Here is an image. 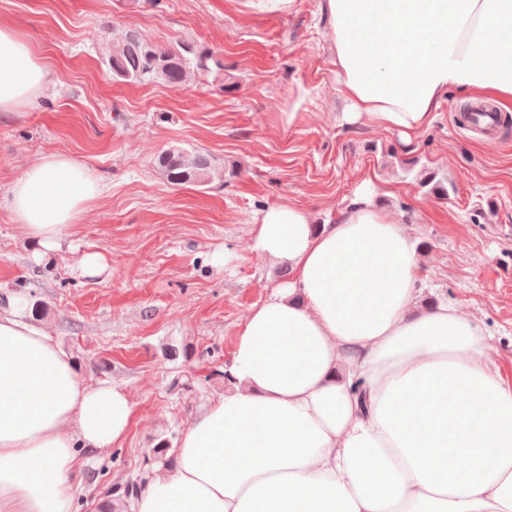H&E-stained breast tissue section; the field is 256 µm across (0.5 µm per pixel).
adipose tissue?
Here are the masks:
<instances>
[{
  "instance_id": "1",
  "label": "adipose tissue",
  "mask_w": 512,
  "mask_h": 512,
  "mask_svg": "<svg viewBox=\"0 0 512 512\" xmlns=\"http://www.w3.org/2000/svg\"><path fill=\"white\" fill-rule=\"evenodd\" d=\"M319 10L347 122L414 133L452 88L512 110V0ZM49 76L0 25V112L34 105ZM101 193L84 164L51 154L12 181L8 207L43 261ZM256 246L292 276L244 323L230 391L192 419L168 468L148 465L128 512H512V387L476 322L419 308L398 216L361 198L317 227L274 205ZM132 413L124 389L88 385L22 311L0 315V512H73L77 449L121 439Z\"/></svg>"
}]
</instances>
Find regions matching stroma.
I'll return each mask as SVG.
<instances>
[{
    "instance_id": "1",
    "label": "stroma",
    "mask_w": 512,
    "mask_h": 512,
    "mask_svg": "<svg viewBox=\"0 0 512 512\" xmlns=\"http://www.w3.org/2000/svg\"><path fill=\"white\" fill-rule=\"evenodd\" d=\"M0 24L32 44L52 75L38 107L0 112V200L28 165L60 153L104 191L51 260L0 203V300L22 295L30 322L87 384L127 390L125 436L86 455L74 512L121 503L160 439L228 388L239 332L287 263L256 247L257 220L291 204L336 222L371 187L398 214L420 261L419 303L475 320L490 362L512 386V112L494 137L460 125L452 90L426 130L348 125L325 50L318 0H0ZM153 43L213 49L220 73L184 86L115 81L105 47L126 28ZM207 154L218 176L174 186L158 156ZM435 174L441 192L421 186ZM104 270L82 276L84 254Z\"/></svg>"
}]
</instances>
